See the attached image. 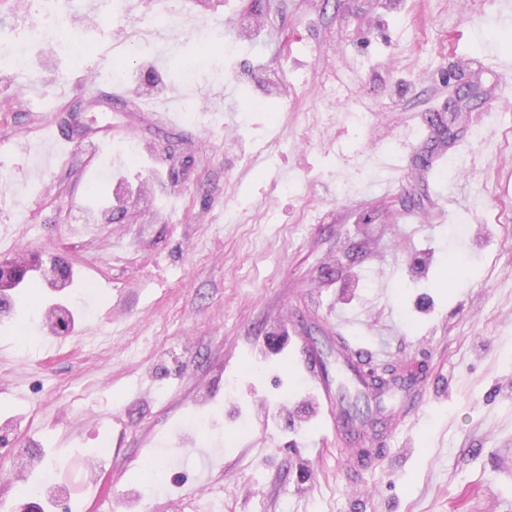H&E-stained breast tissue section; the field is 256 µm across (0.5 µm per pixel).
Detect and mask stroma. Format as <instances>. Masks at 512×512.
I'll use <instances>...</instances> for the list:
<instances>
[{"label": "stroma", "mask_w": 512, "mask_h": 512, "mask_svg": "<svg viewBox=\"0 0 512 512\" xmlns=\"http://www.w3.org/2000/svg\"><path fill=\"white\" fill-rule=\"evenodd\" d=\"M9 3L0 261L68 280L0 315V501L19 476L50 512H512L502 0ZM64 117L53 160L34 129ZM63 307L89 333L45 353ZM295 336L423 379L358 478Z\"/></svg>", "instance_id": "35a3bbf8"}]
</instances>
